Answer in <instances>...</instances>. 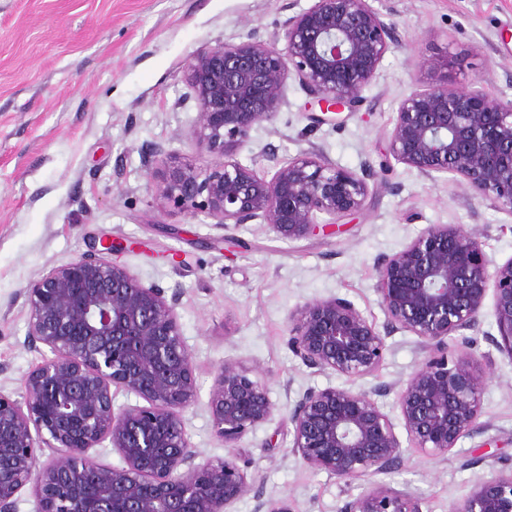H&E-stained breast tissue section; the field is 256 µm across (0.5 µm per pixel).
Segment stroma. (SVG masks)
Masks as SVG:
<instances>
[{
  "label": "stroma",
  "mask_w": 512,
  "mask_h": 512,
  "mask_svg": "<svg viewBox=\"0 0 512 512\" xmlns=\"http://www.w3.org/2000/svg\"><path fill=\"white\" fill-rule=\"evenodd\" d=\"M311 3L0 0V390L19 393L43 358L28 344V282L100 236L125 240L133 248L121 263L145 285L179 295L198 387L184 413L194 448L205 458L227 453L212 429L209 393L219 365L235 359L267 383L276 405L236 448L241 464L266 496L292 501L297 512H338L365 483L339 481L293 453L289 403L310 387L359 391L407 380L424 354L416 336L399 332L374 375L316 373L288 347V314L337 295L383 325L376 262L431 224L461 225L493 263L512 258V214L467 196L452 179L382 166L397 106L415 87L444 80L462 90L479 78L489 93L512 99V0H373L398 41L363 104L342 112L338 125H317L307 94L289 80L273 121L253 128L238 154L268 175L305 150L349 170L372 165L378 177L366 209L329 235L287 242L249 224L235 240H220L210 223L188 220L155 195L142 153L158 144L195 162L197 109L186 81L195 52L282 38L288 17ZM447 55L450 69L415 66ZM495 331L485 313L470 345L485 429L444 457L406 449L398 470L377 477L422 496L429 512H451L478 479L512 468V359L489 343Z\"/></svg>",
  "instance_id": "35a3bbf8"
}]
</instances>
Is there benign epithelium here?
<instances>
[{
  "label": "benign epithelium",
  "instance_id": "1",
  "mask_svg": "<svg viewBox=\"0 0 512 512\" xmlns=\"http://www.w3.org/2000/svg\"><path fill=\"white\" fill-rule=\"evenodd\" d=\"M395 42L372 0H313L288 18L282 45L250 38L197 50L186 80L199 161L182 165L152 146L144 162L156 193L216 230L258 220L288 242L362 212L373 195L368 166L355 172L303 151L268 177L237 154L255 126L273 120L291 78L319 106L321 124L361 106ZM385 157L430 179L449 174L512 213V100L490 95L480 79L464 90L441 81L415 89L398 104ZM126 250L107 239L26 285L29 343L49 354L24 376L19 397L0 390V512H15L28 485L35 512H230L249 494L254 512H295L287 500L264 499L234 454L202 459L193 448L183 414L197 383L178 300L112 259ZM376 272L382 328L333 296L289 313V348L317 373L365 377L381 365L386 339L405 331L420 340L423 365L404 383L307 389L289 409L292 451L317 471L367 482L340 512H424L422 498L373 480L399 468L404 453L379 399L395 393L410 447L435 456L486 426L472 354L459 344L478 331L490 299L497 335L489 339L512 358V258L493 265L462 226L430 224ZM250 373L226 359L210 390L212 428L226 448L275 410L267 384ZM119 391L143 404L114 408ZM106 440L121 466L89 454ZM454 512H512V469L478 481Z\"/></svg>",
  "mask_w": 512,
  "mask_h": 512
}]
</instances>
